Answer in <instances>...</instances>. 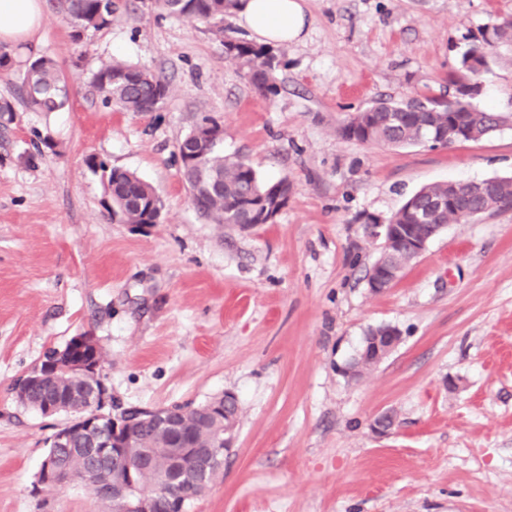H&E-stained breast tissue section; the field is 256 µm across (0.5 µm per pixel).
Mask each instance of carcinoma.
<instances>
[{"label":"carcinoma","mask_w":512,"mask_h":512,"mask_svg":"<svg viewBox=\"0 0 512 512\" xmlns=\"http://www.w3.org/2000/svg\"><path fill=\"white\" fill-rule=\"evenodd\" d=\"M157 7L169 16L206 23L223 32L224 16L237 9L240 0H155ZM60 10L69 18L74 28L73 37L80 40L82 31L100 28L112 22V0H58ZM512 47V19L478 29L471 36L469 47L461 54L458 67L449 76V84L472 85L490 65L499 61L512 64V57L501 55V50ZM224 53L245 68L249 82L263 95L278 93L280 56L273 48L256 45L244 40H224ZM92 86L105 106L122 112H152L157 98L166 97L168 85L150 71L120 61L102 64L92 76ZM24 87L30 105L41 112H55L69 99V86L54 60L40 56L31 61L24 77ZM465 112L468 138H482L496 119L506 123L509 114L479 109L473 98L455 101L445 96H425L397 101L377 98L352 117L349 123H359L369 129L363 141L394 147L421 144L429 132L447 130V125H434L435 114L448 117L450 113ZM193 150L190 139L179 147L182 179L186 182L202 178L208 182L213 177L224 179V191L203 192V216L224 214L226 224H264L263 213L270 207L279 210L288 202L291 184L284 177L275 182L263 180L253 166L239 156L228 157L216 147L201 150L194 165H187L185 151ZM107 191L111 199L112 220L123 224H148L157 216L159 199L155 189L132 172L112 168L106 175ZM491 213L512 210V178H501L489 183L488 196L472 195L466 207L448 206V183H434L422 187L409 197L389 219L391 224H412L420 237L431 234L433 225L458 223L477 217L486 209ZM413 260L408 250L393 247L384 263L402 269ZM75 392L84 399L95 398V389L81 382L64 379L59 388L32 387L20 404L40 411L43 403L58 392ZM136 419L137 441L130 449V459L147 460L148 468L141 474L145 488L161 487L168 494L185 499L184 508L202 496L224 469L216 464L206 476L197 474L196 460L199 450L211 448L216 441L217 427L224 414L203 419L193 412L181 418L188 438L190 451L177 455L171 448L167 430L158 428L139 418L141 410H124Z\"/></svg>","instance_id":"1"}]
</instances>
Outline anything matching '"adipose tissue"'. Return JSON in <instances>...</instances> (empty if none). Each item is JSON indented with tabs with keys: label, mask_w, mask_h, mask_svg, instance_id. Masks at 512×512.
Listing matches in <instances>:
<instances>
[{
	"label": "adipose tissue",
	"mask_w": 512,
	"mask_h": 512,
	"mask_svg": "<svg viewBox=\"0 0 512 512\" xmlns=\"http://www.w3.org/2000/svg\"><path fill=\"white\" fill-rule=\"evenodd\" d=\"M45 0H0V45L13 46L39 28ZM239 22L264 41L300 40L306 16L300 0H242Z\"/></svg>",
	"instance_id": "obj_1"
}]
</instances>
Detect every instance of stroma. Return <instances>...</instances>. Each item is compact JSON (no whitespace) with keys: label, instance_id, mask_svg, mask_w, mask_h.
I'll use <instances>...</instances> for the list:
<instances>
[{"label":"stroma","instance_id":"stroma-1","mask_svg":"<svg viewBox=\"0 0 512 512\" xmlns=\"http://www.w3.org/2000/svg\"><path fill=\"white\" fill-rule=\"evenodd\" d=\"M112 3L111 25L77 42L46 0L0 79L13 106L0 113V512H104L79 485L34 490L66 418L12 390L80 333L104 349L113 405L236 395L224 469L188 512H512V212L447 225L379 292L366 274L382 244L361 222L429 184L512 177V125L439 148L341 133L373 99L445 93L466 36L512 18V0H301L305 31L282 46L272 97L224 52L225 37L253 38L237 16L220 35L153 0ZM39 55L71 87L56 112L23 99ZM114 59L168 84L155 111L102 105L90 80ZM481 82L475 105L512 113V65ZM205 115L225 154L288 177L272 223L213 224L192 207L176 153ZM107 167L156 189L158 223L113 221ZM379 325L400 343L350 377Z\"/></svg>","mask_w":512,"mask_h":512}]
</instances>
